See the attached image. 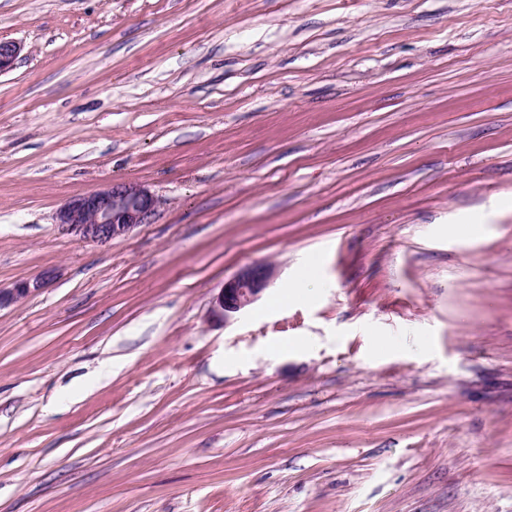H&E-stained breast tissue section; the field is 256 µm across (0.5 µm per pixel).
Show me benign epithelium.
<instances>
[{
  "mask_svg": "<svg viewBox=\"0 0 512 512\" xmlns=\"http://www.w3.org/2000/svg\"><path fill=\"white\" fill-rule=\"evenodd\" d=\"M21 52L19 43L0 39V74L12 70ZM157 199L145 188L127 182H114L107 187L73 198L56 214V223L81 240L108 243L125 237L142 224L153 221ZM274 276V267L255 263L224 282L216 299V312L224 322L256 302ZM55 278L46 271L32 279L20 281L9 290L0 289V307L19 302L44 288Z\"/></svg>",
  "mask_w": 512,
  "mask_h": 512,
  "instance_id": "benign-epithelium-1",
  "label": "benign epithelium"
}]
</instances>
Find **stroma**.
<instances>
[{
	"label": "stroma",
	"instance_id": "obj_1",
	"mask_svg": "<svg viewBox=\"0 0 512 512\" xmlns=\"http://www.w3.org/2000/svg\"><path fill=\"white\" fill-rule=\"evenodd\" d=\"M0 38V288L57 272L0 308V512H512V0H0ZM115 180L152 223L56 224ZM320 274L318 261L309 260L303 267L297 282L289 287L288 291L282 296L283 302L310 299L316 295V289L319 288ZM274 267L266 263H255L225 281L216 299V312L224 322L256 302L267 289L274 276Z\"/></svg>",
	"mask_w": 512,
	"mask_h": 512
}]
</instances>
